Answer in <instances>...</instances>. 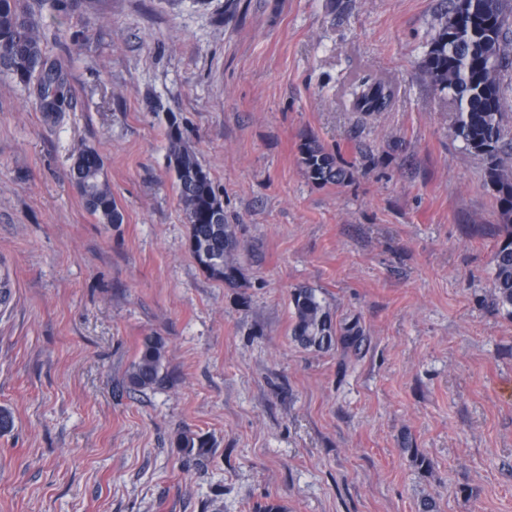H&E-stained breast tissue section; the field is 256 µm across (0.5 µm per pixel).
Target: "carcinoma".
Here are the masks:
<instances>
[{
	"label": "carcinoma",
	"mask_w": 512,
	"mask_h": 512,
	"mask_svg": "<svg viewBox=\"0 0 512 512\" xmlns=\"http://www.w3.org/2000/svg\"><path fill=\"white\" fill-rule=\"evenodd\" d=\"M512 0H451L422 60L429 81L456 104L455 134L465 149L486 161L485 176L496 188L504 240L494 255L493 297L497 307L512 315V137L505 132L504 108L512 100V60L506 46L512 38ZM36 89L39 108L53 119L71 98L63 65L46 56L40 26L28 0H0V73ZM353 108L384 112L394 96L385 82L354 83L349 88ZM167 169L178 190L189 224V248L197 264L213 279L232 283L237 267L233 255L238 240L226 223L224 203L210 173L185 142L176 120L168 126ZM301 164L309 180L339 184L352 173L336 163L334 154L318 141L303 144ZM70 179L85 209L100 224H122L125 216L112 196L105 163L92 146L76 156ZM291 339L305 349L323 351L336 341V329L322 300L312 288L292 294ZM167 355L162 336L142 338L125 373L134 391L154 388L161 381ZM177 447L199 456L207 453V438L189 431L175 438Z\"/></svg>",
	"instance_id": "carcinoma-1"
}]
</instances>
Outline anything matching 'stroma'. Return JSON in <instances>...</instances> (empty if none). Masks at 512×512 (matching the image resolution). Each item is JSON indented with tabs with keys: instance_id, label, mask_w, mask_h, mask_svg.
I'll list each match as a JSON object with an SVG mask.
<instances>
[{
	"instance_id": "stroma-1",
	"label": "stroma",
	"mask_w": 512,
	"mask_h": 512,
	"mask_svg": "<svg viewBox=\"0 0 512 512\" xmlns=\"http://www.w3.org/2000/svg\"><path fill=\"white\" fill-rule=\"evenodd\" d=\"M29 2L72 93L51 121L0 74V512H512L498 194L421 68L442 0ZM359 78L393 84L387 112L352 109ZM173 116L235 228V282L189 249ZM311 138L349 181L308 180ZM88 145L122 224L70 181ZM302 287L361 346L294 343ZM149 334L162 381L133 391ZM185 429L207 455L173 445ZM167 355V342L162 336H144L134 359L125 373L127 387L134 391L154 388L161 381Z\"/></svg>"
}]
</instances>
